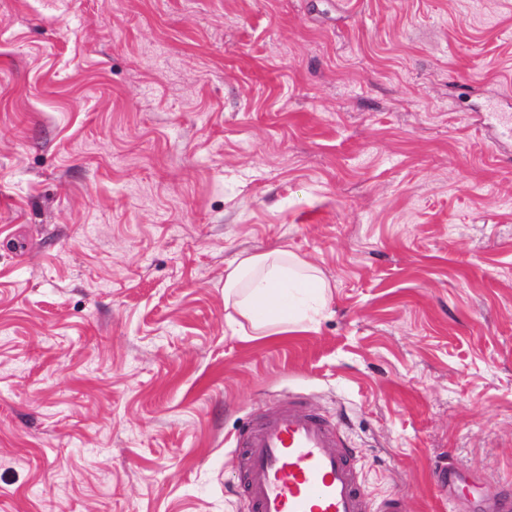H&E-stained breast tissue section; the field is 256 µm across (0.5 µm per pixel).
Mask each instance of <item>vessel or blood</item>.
<instances>
[{"mask_svg":"<svg viewBox=\"0 0 512 512\" xmlns=\"http://www.w3.org/2000/svg\"><path fill=\"white\" fill-rule=\"evenodd\" d=\"M236 446L248 512H402L398 497L368 498L355 449L336 425L299 404L248 423Z\"/></svg>","mask_w":512,"mask_h":512,"instance_id":"1","label":"vessel or blood"}]
</instances>
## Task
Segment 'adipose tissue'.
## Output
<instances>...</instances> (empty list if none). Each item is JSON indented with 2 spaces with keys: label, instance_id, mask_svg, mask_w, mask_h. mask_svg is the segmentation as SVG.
Segmentation results:
<instances>
[{
  "label": "adipose tissue",
  "instance_id": "1",
  "mask_svg": "<svg viewBox=\"0 0 512 512\" xmlns=\"http://www.w3.org/2000/svg\"><path fill=\"white\" fill-rule=\"evenodd\" d=\"M325 281L288 248L241 255L224 270V302L263 330L313 320L325 308Z\"/></svg>",
  "mask_w": 512,
  "mask_h": 512
}]
</instances>
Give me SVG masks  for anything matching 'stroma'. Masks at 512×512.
<instances>
[{
	"label": "stroma",
	"instance_id": "1",
	"mask_svg": "<svg viewBox=\"0 0 512 512\" xmlns=\"http://www.w3.org/2000/svg\"><path fill=\"white\" fill-rule=\"evenodd\" d=\"M512 0H0V512H246L299 401L365 493L512 495ZM331 293L255 337L224 270Z\"/></svg>",
	"mask_w": 512,
	"mask_h": 512
}]
</instances>
